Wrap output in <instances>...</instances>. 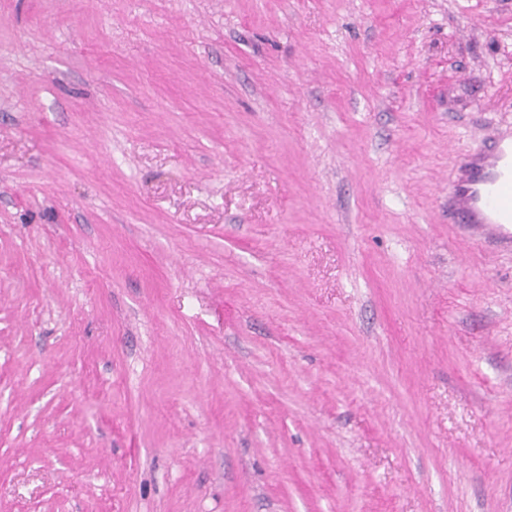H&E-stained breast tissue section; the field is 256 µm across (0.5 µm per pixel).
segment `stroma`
I'll return each instance as SVG.
<instances>
[{"label": "stroma", "mask_w": 512, "mask_h": 512, "mask_svg": "<svg viewBox=\"0 0 512 512\" xmlns=\"http://www.w3.org/2000/svg\"><path fill=\"white\" fill-rule=\"evenodd\" d=\"M512 0H0V512H512ZM448 208L475 237L512 224V130L461 157L458 175L448 185Z\"/></svg>", "instance_id": "35a3bbf8"}]
</instances>
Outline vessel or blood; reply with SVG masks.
Listing matches in <instances>:
<instances>
[{"mask_svg":"<svg viewBox=\"0 0 512 512\" xmlns=\"http://www.w3.org/2000/svg\"><path fill=\"white\" fill-rule=\"evenodd\" d=\"M448 207L472 236L512 224V130L486 149L461 157L448 186Z\"/></svg>","mask_w":512,"mask_h":512,"instance_id":"vessel-or-blood-1","label":"vessel or blood"}]
</instances>
